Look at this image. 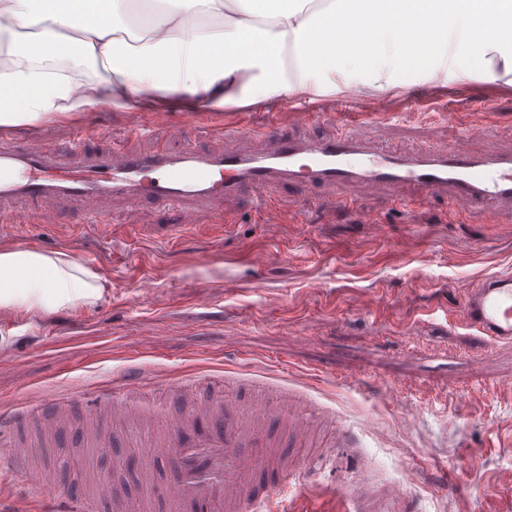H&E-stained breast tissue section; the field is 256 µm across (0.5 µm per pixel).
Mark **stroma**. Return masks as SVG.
<instances>
[{
	"instance_id": "35a3bbf8",
	"label": "stroma",
	"mask_w": 512,
	"mask_h": 512,
	"mask_svg": "<svg viewBox=\"0 0 512 512\" xmlns=\"http://www.w3.org/2000/svg\"><path fill=\"white\" fill-rule=\"evenodd\" d=\"M470 13L491 71L512 83L500 57L512 51V0H473ZM482 78L452 65L402 67L384 77L340 70L330 82H356L377 113L405 111L382 131L384 146L400 151L456 139L460 110L417 106L467 82L475 103L492 106L480 149L512 151V91L489 97ZM236 120L233 112L178 108L159 116L102 105L36 131L65 161L82 128L101 146L130 141L149 152L188 140L220 151L225 124ZM137 123L169 132L158 143L134 141ZM412 194L354 187L340 214L281 188L272 198L283 224L275 242L265 241L249 211L216 226L205 202L195 206V223L184 224L173 209L104 200L108 239L77 208L35 217L29 203H5L0 248L94 259L107 284L92 307L33 319L0 310V410L22 414L31 401L70 398L68 425L79 430L85 401L131 380L149 389L144 424L159 431L168 412L186 410L228 375L246 396L258 386L313 402L327 425L320 441L340 430L357 444L336 449L301 495L275 494L272 512H353L357 496L376 505L390 500L393 512H512V344L485 342L459 316L468 288L512 269V215L494 208L458 215L440 196L413 208ZM371 218L384 224V236L368 227ZM143 275L154 278L153 288L139 287ZM202 290L210 307L194 302ZM110 455L72 441L33 449L0 484V507L7 512L22 498L29 512H48L56 487L74 482L92 492Z\"/></svg>"
}]
</instances>
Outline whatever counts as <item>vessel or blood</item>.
<instances>
[{"mask_svg":"<svg viewBox=\"0 0 512 512\" xmlns=\"http://www.w3.org/2000/svg\"><path fill=\"white\" fill-rule=\"evenodd\" d=\"M355 87L334 99L292 98L284 121H271L256 132L228 125L225 137L240 147L205 152L193 145L180 151L144 153L129 148H95L79 138L70 161H58L46 142L36 137L0 139V203L24 200L44 209L71 204L96 214L106 198H122L134 207H179L182 221L194 223L195 202H210L218 220L235 216L244 196H251L263 213V235L275 241L281 219L271 195L288 185L299 190L324 186L361 185L376 189L407 184L427 196H443L459 215L480 211L492 203L512 206V152L487 153L475 142L489 130L486 120H468L447 149L400 153L380 149L376 140L355 134L347 118L359 111ZM344 123L325 139L298 136L325 113ZM464 323L492 343H512V270L496 273L468 290L461 303ZM145 388L129 383L113 386L104 399L85 405L87 420L103 430L98 444L108 441L113 426L129 422ZM69 402L41 401L29 409L39 421L42 437L61 435L60 419ZM321 422V411L306 402L288 407L281 396L246 406L238 384H215L208 400L188 412L169 415L163 436L152 438L151 459L167 464L171 477L162 487L170 512H184L199 503L207 512H265L273 493L286 490L297 472L288 458L308 443ZM66 512H90L93 503L124 499L110 478L97 480L93 499L58 490Z\"/></svg>","mask_w":512,"mask_h":512,"instance_id":"obj_1","label":"vessel or blood"}]
</instances>
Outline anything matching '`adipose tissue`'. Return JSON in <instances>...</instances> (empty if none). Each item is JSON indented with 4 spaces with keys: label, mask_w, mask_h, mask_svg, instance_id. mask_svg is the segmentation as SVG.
Here are the masks:
<instances>
[{
    "label": "adipose tissue",
    "mask_w": 512,
    "mask_h": 512,
    "mask_svg": "<svg viewBox=\"0 0 512 512\" xmlns=\"http://www.w3.org/2000/svg\"><path fill=\"white\" fill-rule=\"evenodd\" d=\"M349 0H0V129L125 112L288 100L352 69L322 53ZM105 278L65 253L0 248V309L90 306Z\"/></svg>",
    "instance_id": "1"
}]
</instances>
